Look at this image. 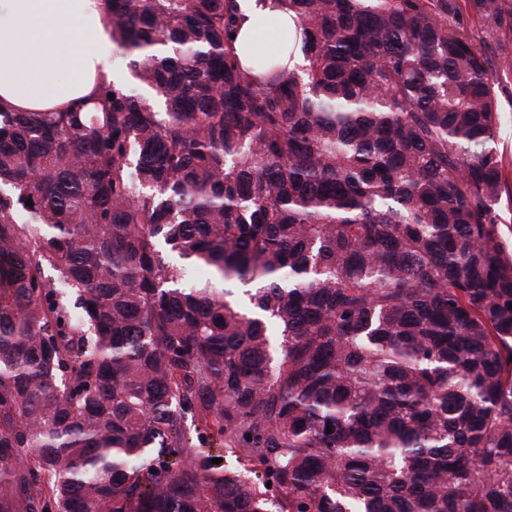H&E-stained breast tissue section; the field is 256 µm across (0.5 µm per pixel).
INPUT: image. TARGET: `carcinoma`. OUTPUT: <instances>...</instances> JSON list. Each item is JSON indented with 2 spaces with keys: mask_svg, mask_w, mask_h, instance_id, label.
I'll use <instances>...</instances> for the list:
<instances>
[{
  "mask_svg": "<svg viewBox=\"0 0 512 512\" xmlns=\"http://www.w3.org/2000/svg\"><path fill=\"white\" fill-rule=\"evenodd\" d=\"M108 2L144 94L0 112V512H512V0ZM238 21L233 46L245 68L255 67L248 49L256 52L264 37H272L276 42L283 38L285 28L294 30V24L288 13L277 7L273 0H237ZM506 89L499 92L500 121L497 137V148L502 156L503 172L512 190V65L508 74V82L502 76Z\"/></svg>",
  "mask_w": 512,
  "mask_h": 512,
  "instance_id": "1",
  "label": "carcinoma"
}]
</instances>
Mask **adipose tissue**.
Masks as SVG:
<instances>
[{
  "label": "adipose tissue",
  "mask_w": 512,
  "mask_h": 512,
  "mask_svg": "<svg viewBox=\"0 0 512 512\" xmlns=\"http://www.w3.org/2000/svg\"><path fill=\"white\" fill-rule=\"evenodd\" d=\"M237 3L233 46L250 68L259 42L281 40L293 21L273 0ZM105 12V0H0V110L85 109L102 85L127 80Z\"/></svg>",
  "instance_id": "obj_1"
}]
</instances>
